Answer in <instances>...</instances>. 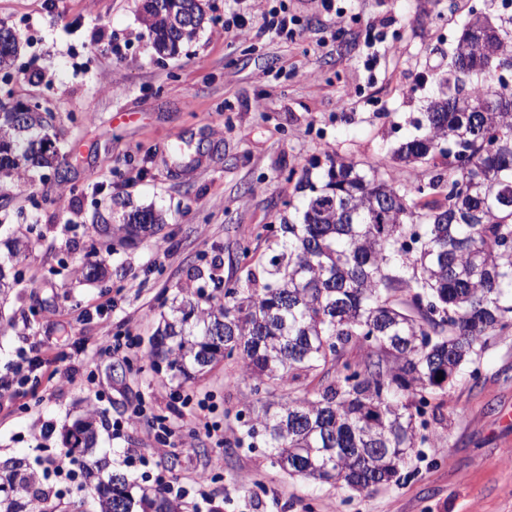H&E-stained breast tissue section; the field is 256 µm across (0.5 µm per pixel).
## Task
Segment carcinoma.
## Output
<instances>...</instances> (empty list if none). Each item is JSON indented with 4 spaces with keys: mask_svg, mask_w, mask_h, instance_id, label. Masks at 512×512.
<instances>
[{
    "mask_svg": "<svg viewBox=\"0 0 512 512\" xmlns=\"http://www.w3.org/2000/svg\"><path fill=\"white\" fill-rule=\"evenodd\" d=\"M142 20L159 55L175 56L203 28V0H143ZM502 39L465 33L451 58L466 72L470 109L455 96L431 101L422 133L392 151L401 166L433 168L426 183H403L376 165L332 160L311 195L294 208L245 279L182 288L151 339V356L179 383L224 359L240 364L261 411L244 436L262 437L284 474L363 492L390 483L421 433L425 395L442 390L489 338L512 328V88L495 79L512 63V16ZM18 34L0 35V71L19 56ZM481 93L473 92L474 86ZM52 123L40 106L19 119L0 111V180L51 169L67 182L69 162L45 147ZM161 217L136 210L124 224L104 217L96 232L124 241L153 233ZM367 348L363 365L343 350ZM443 379H437V376ZM85 471L106 469L84 455L96 445L95 419L65 434ZM135 480L112 471L85 486L76 512H180L160 490L133 494ZM43 505L50 494L25 460L0 461V512Z\"/></svg>",
    "mask_w": 512,
    "mask_h": 512,
    "instance_id": "1",
    "label": "carcinoma"
}]
</instances>
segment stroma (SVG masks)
<instances>
[{"mask_svg":"<svg viewBox=\"0 0 512 512\" xmlns=\"http://www.w3.org/2000/svg\"><path fill=\"white\" fill-rule=\"evenodd\" d=\"M208 21L182 54L158 57L140 0H0V21L21 52L7 85L13 100L55 117L68 183L39 170L0 185L1 242L27 232L29 253L0 311V459L45 470L64 432L96 413V457L151 486L157 474L192 486L208 474L220 512H512V332L490 339L443 394L429 397V440L397 481L371 491L286 477L263 443L239 445L254 401L249 381L228 384V364L186 384L156 369L150 336L163 303L184 286L212 291L242 277L243 245L288 218L315 159L379 161L416 135L471 12L484 0H204ZM285 6L295 38L260 29ZM251 17L248 34L228 19ZM402 42L404 57L388 52ZM152 208L156 235L106 246L99 216ZM85 261L109 280L80 281ZM133 334L139 355L107 347ZM43 360L36 380L18 383L20 350ZM76 352L73 382L52 379L54 359ZM212 405L224 442L206 435L186 395ZM168 419L174 446L159 442L136 412ZM192 444L191 454L176 450ZM149 466L126 467L127 449Z\"/></svg>","mask_w":512,"mask_h":512,"instance_id":"obj_1","label":"stroma"}]
</instances>
